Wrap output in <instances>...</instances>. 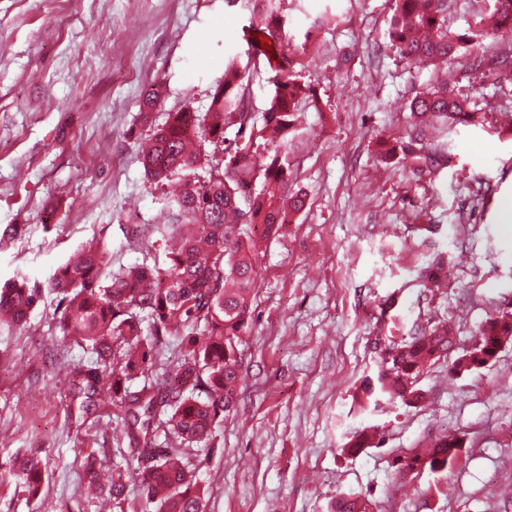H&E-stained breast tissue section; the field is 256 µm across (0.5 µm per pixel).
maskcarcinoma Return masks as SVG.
I'll list each match as a JSON object with an SVG mask.
<instances>
[{
    "label": "carcinoma",
    "instance_id": "1",
    "mask_svg": "<svg viewBox=\"0 0 512 512\" xmlns=\"http://www.w3.org/2000/svg\"><path fill=\"white\" fill-rule=\"evenodd\" d=\"M492 35L512 41V0H494ZM390 46L402 58L422 63L453 59L484 34L448 30V0H393L387 22ZM283 17L269 14L254 29L273 42L285 40ZM473 74L512 80V56H467ZM292 60L281 56V75L260 118L251 112L248 90L238 61L224 64L206 112H172L153 132L143 154L148 177L156 184L172 180L183 190L168 199V220L158 231L179 236L180 248L166 255L164 266L142 262L121 267L105 285L101 269L106 252L88 243L55 270L50 292L63 311L57 328L89 354L69 368L65 399L88 414L98 406L101 382L111 385V405L123 434L136 444V459L113 462L94 455L83 466V490L94 498L112 499V512H135L127 506V487L139 484L156 512H204V493L197 471L183 464L185 450L214 446L224 417L235 407L244 360L245 334L251 328L257 288L256 228L276 237L305 208L306 195L296 188L294 158L303 140L302 117L314 98L312 83L290 73ZM162 94L151 88L141 101V119L151 121ZM416 119L410 141L382 142L381 160L413 155V143L427 123L470 122L472 109L457 89L439 84L411 102ZM237 129V138L226 137ZM206 176L197 179V170ZM444 256L432 255L424 267V287L443 277ZM42 289L18 277L0 288V323H20L41 300ZM173 337L172 370L158 366L156 343ZM512 339V306L490 317L475 334L473 347L458 352L452 330L417 325L406 336L388 341V357L377 359L374 377L364 384L366 398L398 400L418 407L427 398L421 386L427 370L440 361L462 375L488 366L499 343ZM163 429L170 443L156 447ZM362 431L346 443L356 454L371 446ZM463 442L449 435L406 457L404 468L442 469L454 461ZM7 473L36 495L47 474L39 451L17 453ZM331 512H370L369 500L341 496Z\"/></svg>",
    "mask_w": 512,
    "mask_h": 512
}]
</instances>
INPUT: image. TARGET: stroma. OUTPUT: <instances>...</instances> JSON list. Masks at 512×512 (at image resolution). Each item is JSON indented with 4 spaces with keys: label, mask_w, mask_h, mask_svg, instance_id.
Wrapping results in <instances>:
<instances>
[{
    "label": "stroma",
    "mask_w": 512,
    "mask_h": 512,
    "mask_svg": "<svg viewBox=\"0 0 512 512\" xmlns=\"http://www.w3.org/2000/svg\"><path fill=\"white\" fill-rule=\"evenodd\" d=\"M390 6L272 0L288 23L284 51L317 97L298 157L306 207L256 259L238 409L212 451L183 456L205 512H328L349 494L372 512H498L512 495V340L479 371L429 369L421 408L375 405L361 389L375 338L441 321L466 349L512 300V83L470 76L459 58L407 63L388 42ZM253 18L240 0H0V230L20 227L0 246V284L20 272L46 285L91 241L107 248L111 272L164 260L156 228L169 194L142 164V97L162 83L152 124L206 112L234 56L264 112L276 69L254 50ZM447 73L475 123L428 131L435 172L411 159L382 164L379 140L408 136L412 98ZM425 238L448 259L438 288L418 276ZM57 304L43 294L24 327L0 326V463L33 448L48 471L37 498L0 487V512H99L79 484L83 460L120 456L105 423L69 417L66 369L84 352L58 331ZM367 427L379 444L345 454ZM445 434L464 441L447 468L402 469V457Z\"/></svg>",
    "instance_id": "35a3bbf8"
}]
</instances>
